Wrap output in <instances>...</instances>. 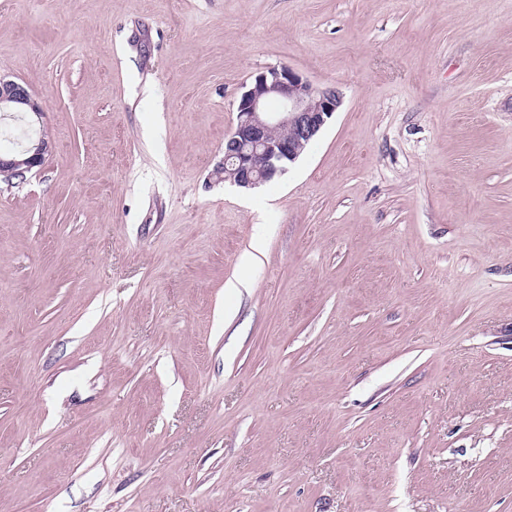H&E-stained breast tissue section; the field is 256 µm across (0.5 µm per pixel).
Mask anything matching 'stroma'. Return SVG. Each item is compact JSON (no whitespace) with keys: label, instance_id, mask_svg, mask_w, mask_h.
Instances as JSON below:
<instances>
[{"label":"stroma","instance_id":"35a3bbf8","mask_svg":"<svg viewBox=\"0 0 512 512\" xmlns=\"http://www.w3.org/2000/svg\"><path fill=\"white\" fill-rule=\"evenodd\" d=\"M280 66L342 104L224 183ZM0 76V512H512V0H0ZM45 107L46 104L34 98L25 86L0 77V112H27L39 119ZM53 143L46 135L29 138L17 155H2L0 152V176L10 178L20 176L19 181H25L27 174L35 168H41L46 157L51 154Z\"/></svg>","mask_w":512,"mask_h":512}]
</instances>
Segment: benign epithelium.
<instances>
[{
  "mask_svg": "<svg viewBox=\"0 0 512 512\" xmlns=\"http://www.w3.org/2000/svg\"><path fill=\"white\" fill-rule=\"evenodd\" d=\"M342 104L341 93L320 87L287 66L259 73L242 93L237 123L224 141L217 174L245 190L285 174ZM46 104L22 84L0 77V112L41 117ZM53 143L46 135L28 139L18 154H0V176L24 181L44 165Z\"/></svg>",
  "mask_w": 512,
  "mask_h": 512,
  "instance_id": "obj_1",
  "label": "benign epithelium"
}]
</instances>
